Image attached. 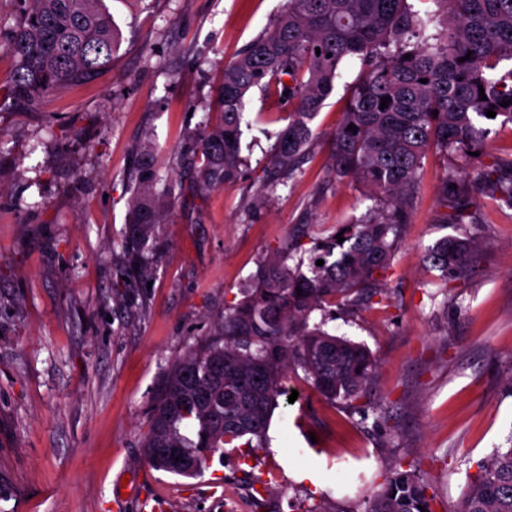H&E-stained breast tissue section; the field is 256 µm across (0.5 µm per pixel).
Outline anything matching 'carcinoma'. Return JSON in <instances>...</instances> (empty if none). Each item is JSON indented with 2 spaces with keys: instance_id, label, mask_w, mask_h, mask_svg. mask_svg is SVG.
<instances>
[{
  "instance_id": "cac0c4a2",
  "label": "carcinoma",
  "mask_w": 512,
  "mask_h": 512,
  "mask_svg": "<svg viewBox=\"0 0 512 512\" xmlns=\"http://www.w3.org/2000/svg\"><path fill=\"white\" fill-rule=\"evenodd\" d=\"M118 38L104 0H21L14 24L0 32V48L16 61L7 97L26 106L95 79L110 68ZM353 57L361 62L360 78L328 142L329 172L338 184H365L371 204L358 221L315 244L309 263L301 258L289 265V248L260 263L214 336L170 365L143 442L157 471L194 478L228 446L265 447L290 371H301L325 400L368 420V408L356 401L374 380L375 360L364 345L325 330V320L310 323L311 316L328 304L388 300L373 284L407 224L423 159L431 150L483 146L488 110L512 123V68L501 67L512 61V0H287L273 28L224 67L215 96L219 122L206 118L189 137V152L201 160L199 184L215 188L242 176L241 125L254 88H273L283 102L270 163L293 174L341 64ZM387 97L391 102L380 108ZM481 179L512 207V179H502L497 165ZM134 182L128 225L138 247L116 276L148 278L154 230L175 204L176 185L157 188L147 162L136 168ZM475 245L469 237L445 236L426 261L445 275L461 274ZM177 457L188 468H176ZM478 469L463 512H512V447ZM426 489L414 472L396 466L364 512H420L421 506L433 512Z\"/></svg>"
}]
</instances>
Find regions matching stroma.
Segmentation results:
<instances>
[{
	"instance_id": "obj_1",
	"label": "stroma",
	"mask_w": 512,
	"mask_h": 512,
	"mask_svg": "<svg viewBox=\"0 0 512 512\" xmlns=\"http://www.w3.org/2000/svg\"><path fill=\"white\" fill-rule=\"evenodd\" d=\"M121 38L95 81L0 102V512H225L252 481L236 449L195 478L152 469L142 448L170 364L210 337L258 264L310 250L365 211L366 188L331 181L327 137L358 59L344 62L286 184L265 185L279 96L253 89L243 175L201 188L185 151L213 111L224 65L269 31L286 0H105ZM151 159L179 199L157 233L150 280L115 278L127 252L131 171ZM512 175V124L477 155L430 152L410 221L378 278L389 304L333 307L329 332L364 344L377 374L362 403L380 425L319 397L300 376L255 451L268 489L253 512L324 503L364 512L393 462L411 466L434 512H461L478 461L512 446V207L473 187ZM465 224L450 223L446 180ZM477 246L464 273L425 261L444 236ZM308 466L311 478L295 474Z\"/></svg>"
}]
</instances>
